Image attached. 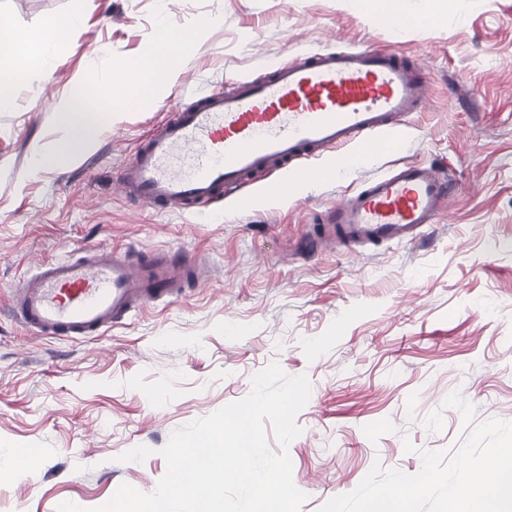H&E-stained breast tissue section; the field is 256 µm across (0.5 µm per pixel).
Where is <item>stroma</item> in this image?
I'll use <instances>...</instances> for the list:
<instances>
[{
  "label": "stroma",
  "instance_id": "1",
  "mask_svg": "<svg viewBox=\"0 0 512 512\" xmlns=\"http://www.w3.org/2000/svg\"><path fill=\"white\" fill-rule=\"evenodd\" d=\"M72 0H0V18L34 41ZM90 0L79 35L24 68L0 109V512L98 507L121 484L152 492L161 449L194 419L246 397L278 363L311 395L289 445L293 480L319 512L373 466L417 473L421 451L452 459L483 423L512 421V0ZM433 22H425V15ZM205 20L175 78L149 102L112 109L97 141L65 168L33 171L63 136L56 109L90 72L115 76ZM392 50L422 62L429 93L400 152L318 179L291 198L259 173L245 197L159 212L115 190L118 168L174 104L265 60L320 49ZM407 163L446 169L457 190L437 223L406 242L308 250L326 209ZM110 245L132 257L170 249L209 275L167 304L99 336L62 341L8 313L34 262ZM415 450L405 453L404 442ZM151 448L144 461L122 456Z\"/></svg>",
  "mask_w": 512,
  "mask_h": 512
}]
</instances>
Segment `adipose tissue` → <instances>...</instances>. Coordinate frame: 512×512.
Returning <instances> with one entry per match:
<instances>
[{"label":"adipose tissue","instance_id":"ef3b65f1","mask_svg":"<svg viewBox=\"0 0 512 512\" xmlns=\"http://www.w3.org/2000/svg\"><path fill=\"white\" fill-rule=\"evenodd\" d=\"M193 39V33L189 32L177 41L165 42L162 59L145 58L135 62L127 78L88 75L58 109L59 121L66 130L65 138L54 153L37 155L36 168L66 166L74 159L76 148L93 144L101 130L104 106L116 107L132 97L141 101L153 99L158 88L172 79L178 50L190 45Z\"/></svg>","mask_w":512,"mask_h":512}]
</instances>
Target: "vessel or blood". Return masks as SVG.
Returning a JSON list of instances; mask_svg holds the SVG:
<instances>
[{"instance_id":"b4317fda","label":"vessel or blood","mask_w":512,"mask_h":512,"mask_svg":"<svg viewBox=\"0 0 512 512\" xmlns=\"http://www.w3.org/2000/svg\"><path fill=\"white\" fill-rule=\"evenodd\" d=\"M428 87L415 65L378 51L316 53L280 65L263 79L174 108L142 141L116 185L126 197L167 211H187L245 187L258 172L315 175L312 162L342 151L371 156L405 142L409 117ZM453 192L450 178L406 164L369 178L327 210L324 243L404 240L436 223ZM198 261L157 252L147 262L90 247L75 259L35 263L11 292V311L28 329L60 339L100 335L142 306L181 295Z\"/></svg>"}]
</instances>
